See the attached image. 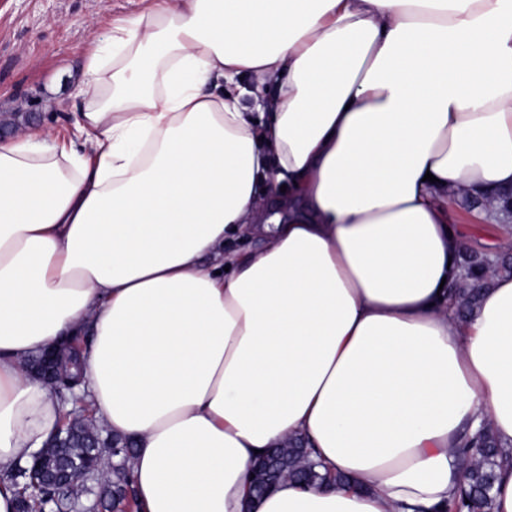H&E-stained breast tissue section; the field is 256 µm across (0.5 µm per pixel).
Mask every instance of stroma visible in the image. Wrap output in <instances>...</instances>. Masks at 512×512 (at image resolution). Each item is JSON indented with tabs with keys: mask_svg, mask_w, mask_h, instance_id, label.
Returning <instances> with one entry per match:
<instances>
[{
	"mask_svg": "<svg viewBox=\"0 0 512 512\" xmlns=\"http://www.w3.org/2000/svg\"><path fill=\"white\" fill-rule=\"evenodd\" d=\"M149 0H0V113L39 112L44 125L69 133L78 116L86 57L111 24L145 9ZM465 247L488 251L501 227L451 207Z\"/></svg>",
	"mask_w": 512,
	"mask_h": 512,
	"instance_id": "1",
	"label": "stroma"
}]
</instances>
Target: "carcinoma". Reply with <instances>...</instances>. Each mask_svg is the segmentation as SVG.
Wrapping results in <instances>:
<instances>
[{"label":"carcinoma","mask_w":512,"mask_h":512,"mask_svg":"<svg viewBox=\"0 0 512 512\" xmlns=\"http://www.w3.org/2000/svg\"><path fill=\"white\" fill-rule=\"evenodd\" d=\"M460 266L463 276L455 285L454 294L459 307L469 312L478 301V289L474 283L483 279L485 272L490 269V263L484 252L470 249L461 251ZM78 377V353L75 352L62 366L56 392L63 395L70 391ZM107 445V441L100 439L96 424L87 423L74 428L69 447L46 446L43 449L44 460L53 467L59 461H65L73 478L62 486L42 482L35 485L28 479V471L22 467L15 469L9 477L17 493L15 512H54L63 494H79L82 484L78 476L85 468L97 465L111 454ZM465 448L475 463L462 472L459 493L448 503V512H493V493L487 490V486L494 484L496 471L507 458L503 457L489 431L467 443ZM132 453L131 447L118 449L117 457L121 458V462L113 469L112 478L104 480L102 484L114 512H124L126 505L135 499L133 481L127 466ZM264 473L272 477L274 484L285 476L306 485L325 481V477L316 470V464L306 458L304 446L298 441H290L258 461L254 477Z\"/></svg>","instance_id":"carcinoma-1"}]
</instances>
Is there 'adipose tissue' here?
<instances>
[{
    "label": "adipose tissue",
    "mask_w": 512,
    "mask_h": 512,
    "mask_svg": "<svg viewBox=\"0 0 512 512\" xmlns=\"http://www.w3.org/2000/svg\"><path fill=\"white\" fill-rule=\"evenodd\" d=\"M82 96L0 143V512L63 417L26 365L81 335L137 512H444L485 426L512 512V275L456 315L448 208L512 191V0H154ZM295 437L346 484L255 499Z\"/></svg>",
    "instance_id": "ef3b65f1"
}]
</instances>
